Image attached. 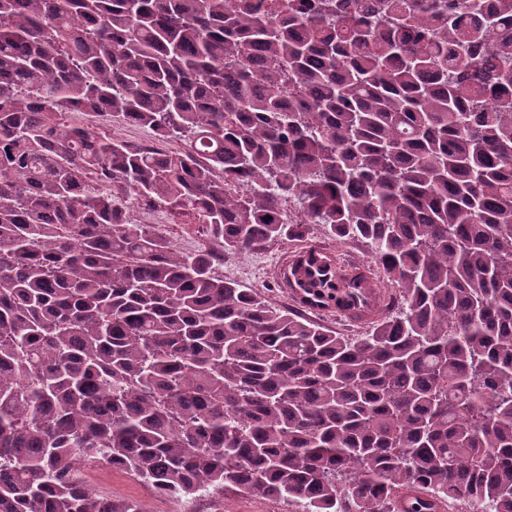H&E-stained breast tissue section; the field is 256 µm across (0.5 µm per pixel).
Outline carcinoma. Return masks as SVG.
I'll return each mask as SVG.
<instances>
[{
	"instance_id": "carcinoma-1",
	"label": "carcinoma",
	"mask_w": 512,
	"mask_h": 512,
	"mask_svg": "<svg viewBox=\"0 0 512 512\" xmlns=\"http://www.w3.org/2000/svg\"><path fill=\"white\" fill-rule=\"evenodd\" d=\"M312 224L397 285L366 336L217 271ZM286 282L370 287L314 248ZM92 459L179 499L512 512V0H0V512H143ZM70 121L87 124L98 130L106 131L111 133L113 138L128 144H149L152 141L150 130L127 124L117 116H112L109 121L102 122L97 115L74 112L70 117ZM131 215L137 224H156L166 237L181 251L193 252L210 247L211 243L202 225L184 224L178 217L162 208L151 209L135 204Z\"/></svg>"
}]
</instances>
